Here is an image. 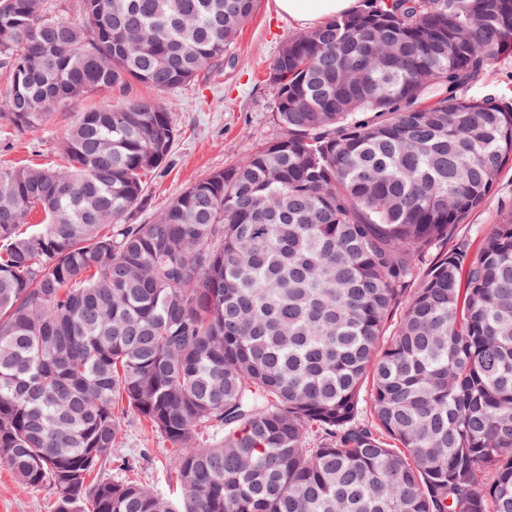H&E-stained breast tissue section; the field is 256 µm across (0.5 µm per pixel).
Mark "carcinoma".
Returning <instances> with one entry per match:
<instances>
[{"label": "carcinoma", "instance_id": "cac0c4a2", "mask_svg": "<svg viewBox=\"0 0 512 512\" xmlns=\"http://www.w3.org/2000/svg\"><path fill=\"white\" fill-rule=\"evenodd\" d=\"M256 2L0 0V110L187 85ZM511 54L512 0H361L273 59L270 137L149 224L157 99L0 168V461L53 512H512V209L452 245L512 164V101L465 94ZM129 412L179 501L102 475Z\"/></svg>", "mask_w": 512, "mask_h": 512}]
</instances>
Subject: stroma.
Returning a JSON list of instances; mask_svg holds the SVG:
<instances>
[{"instance_id":"obj_1","label":"stroma","mask_w":512,"mask_h":512,"mask_svg":"<svg viewBox=\"0 0 512 512\" xmlns=\"http://www.w3.org/2000/svg\"><path fill=\"white\" fill-rule=\"evenodd\" d=\"M299 23L279 12L275 0H257L255 12L240 30L232 48V60L223 71L200 76L193 83L161 94L146 85L134 86L135 94L159 95L173 112L177 128L171 160L147 179L146 201L132 211L130 223L147 224L176 196L211 172L234 164L265 141L275 128L276 89L269 81V65ZM124 96L92 94L51 111L38 128L18 132L0 118V167H20L36 162L47 167L61 164L59 143L80 112L109 104L121 106ZM512 209V165H507L488 196L485 206L458 229V238L477 252L483 236L501 215ZM169 446L135 415L120 418L116 446L112 450L110 477L131 476L170 498L178 493L166 467ZM135 462L124 472L123 461ZM46 490L21 484L0 464V512H52Z\"/></svg>"}]
</instances>
